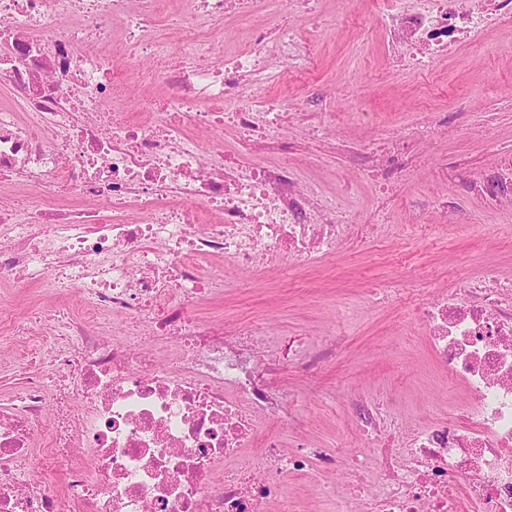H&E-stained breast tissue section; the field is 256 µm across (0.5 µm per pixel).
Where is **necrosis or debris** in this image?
<instances>
[{"mask_svg": "<svg viewBox=\"0 0 512 512\" xmlns=\"http://www.w3.org/2000/svg\"><path fill=\"white\" fill-rule=\"evenodd\" d=\"M279 14L303 0H182L189 24L171 53L157 30L165 0H0V185L28 192L0 200V278L47 294L76 289L82 317L65 310L17 320L13 335L51 338L52 381L28 376L16 402L0 407V512H266L292 475L342 473L319 484L332 512H453L465 486L480 512H512V286L494 266L462 287L422 301L435 367L462 390L436 418L413 426L365 397L354 399V451L301 446L283 453L280 426L304 421L285 403L265 322L237 333L204 324L199 301L242 273L310 267L351 241L358 225L342 206L302 182L284 138L287 101L270 97V48L299 67L307 36L293 27L252 29L250 45L212 56L227 18L248 25L256 2ZM403 70L419 73L489 23L512 22V0H371ZM73 22L61 33L57 21ZM124 38L113 46L110 24ZM160 78L171 92L140 96ZM137 98L140 110L125 114ZM111 111H101L102 103ZM236 147H224L225 130ZM277 147L269 163L255 148ZM379 192L409 167L407 136L373 153L336 144ZM494 208L512 201V155L470 179L462 197L410 209L407 231L463 239L471 224H431L463 197ZM121 315L119 339L96 329ZM171 356L142 352L143 337ZM335 344L293 337L288 361L315 374ZM54 411L41 474L27 466L35 427ZM278 421L275 429L268 420ZM82 462H72V454ZM224 480L210 483L216 467ZM62 472L61 492L47 474Z\"/></svg>", "mask_w": 512, "mask_h": 512, "instance_id": "1", "label": "necrosis or debris"}]
</instances>
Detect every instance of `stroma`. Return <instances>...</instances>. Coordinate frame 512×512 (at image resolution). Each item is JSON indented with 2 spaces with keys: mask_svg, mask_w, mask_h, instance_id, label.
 <instances>
[{
  "mask_svg": "<svg viewBox=\"0 0 512 512\" xmlns=\"http://www.w3.org/2000/svg\"><path fill=\"white\" fill-rule=\"evenodd\" d=\"M321 26L312 42L315 73L296 74L288 87L272 85L273 96H287L294 118L288 141L297 153V174L318 182L325 195L349 196L350 218L359 224H385L386 248L371 238L325 257L309 269L244 275L226 288L222 299L201 305L202 320L226 330L268 317L277 338L297 333L315 339L337 337L334 360L313 377L282 367V384L297 395L305 433L317 447L351 445L353 425L347 409L351 395L377 398L384 407L421 402L435 407L457 394L447 381H428L422 330L407 310L376 302L369 288L404 279L440 292L460 275H477L494 264L512 279V204L485 210L477 198L449 212L448 221L464 224L480 217L485 233L471 239L407 236L404 225L414 200L456 195L462 181L495 167L512 151V23L485 32L479 45L464 46L421 74L393 71L381 26L362 36L356 18L369 14V0H320ZM316 112H343L341 139L357 146L380 143L407 125L426 121L432 136L411 142L412 167L400 178L394 199L372 190L365 173L324 161L330 144L306 135ZM32 288L0 281V308L30 315L61 305ZM45 336L0 333V404L14 400L29 371L27 352L48 349Z\"/></svg>",
  "mask_w": 512,
  "mask_h": 512,
  "instance_id": "1",
  "label": "stroma"
}]
</instances>
